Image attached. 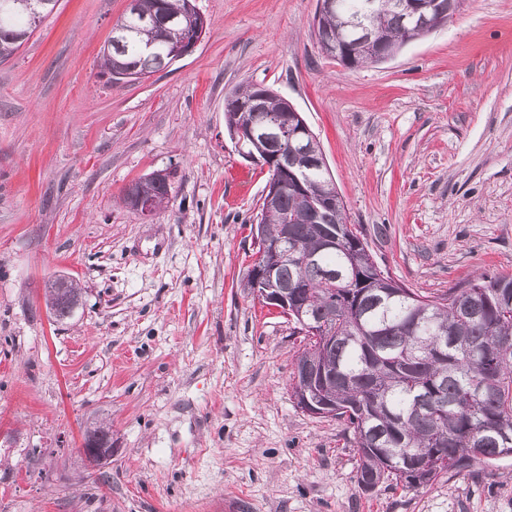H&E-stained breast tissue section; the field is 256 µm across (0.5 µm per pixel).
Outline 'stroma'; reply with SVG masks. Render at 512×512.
<instances>
[{
    "instance_id": "obj_1",
    "label": "stroma",
    "mask_w": 512,
    "mask_h": 512,
    "mask_svg": "<svg viewBox=\"0 0 512 512\" xmlns=\"http://www.w3.org/2000/svg\"><path fill=\"white\" fill-rule=\"evenodd\" d=\"M196 6L203 40L147 79L102 75L128 0H58L0 61V512H512L511 457L365 492L352 434L296 407L293 326L246 286L268 171L224 121L240 86L287 98L416 292L512 274V0H462L355 69L319 52L318 0ZM160 170L171 200L146 219L121 197ZM58 274L83 290L63 321ZM53 288V294L49 295L46 300L47 308L53 316L57 314L58 304L61 299L68 300L72 306H76L80 303L81 296L79 293L76 296L75 294H70V288H76L73 281L69 279L56 280ZM82 447V454L92 467L104 465L112 459V434L90 429L84 436Z\"/></svg>"
}]
</instances>
